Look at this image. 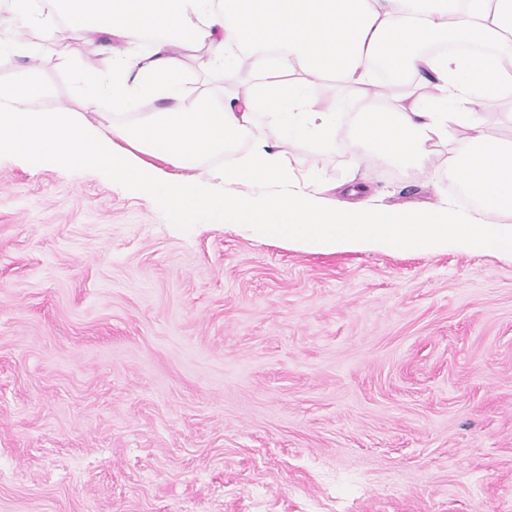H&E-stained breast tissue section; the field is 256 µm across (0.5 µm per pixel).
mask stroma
<instances>
[{
    "mask_svg": "<svg viewBox=\"0 0 512 512\" xmlns=\"http://www.w3.org/2000/svg\"><path fill=\"white\" fill-rule=\"evenodd\" d=\"M21 41L0 81L96 121L107 40ZM179 59L189 92L257 94ZM478 109L512 143V89ZM284 150L342 200L475 211L445 144L419 169ZM0 512H512V261L305 252L2 153Z\"/></svg>",
    "mask_w": 512,
    "mask_h": 512,
    "instance_id": "stroma-1",
    "label": "stroma"
}]
</instances>
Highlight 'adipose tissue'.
I'll list each match as a JSON object with an SVG mask.
<instances>
[{
    "label": "adipose tissue",
    "instance_id": "ef3b65f1",
    "mask_svg": "<svg viewBox=\"0 0 512 512\" xmlns=\"http://www.w3.org/2000/svg\"><path fill=\"white\" fill-rule=\"evenodd\" d=\"M0 27L39 29L61 44L72 35H105L124 45L151 32L148 56L114 55L110 74H82L89 98L110 105L100 121L80 113L35 110L47 93L36 79L0 83V152L22 154L67 170L106 169L113 184L152 191L176 213L198 216L306 252L380 251L437 253L461 248L512 258V146L488 135L474 108L512 84V50L494 57H434L425 46L441 32L466 42L512 34V0H55L56 14H40L30 0H6ZM205 47V70L232 79L224 54L248 46L277 47V64L260 75L270 106L273 139L254 137L256 114L223 92L188 93L176 64L177 47ZM384 56L389 70L429 87L428 95L392 110L361 108L351 129L337 110L322 107L293 80L295 71L333 74L367 87L369 63ZM170 100L157 112H135L138 98ZM462 131L448 158L477 215L430 206L372 208L364 202H330L301 180L281 146L309 140L333 146L342 134L359 145L353 165L372 157L402 168L425 166L433 145ZM254 145L232 167L218 166L241 139ZM195 170L192 178L167 177L165 166ZM266 184L258 197L244 187Z\"/></svg>",
    "mask_w": 512,
    "mask_h": 512
}]
</instances>
